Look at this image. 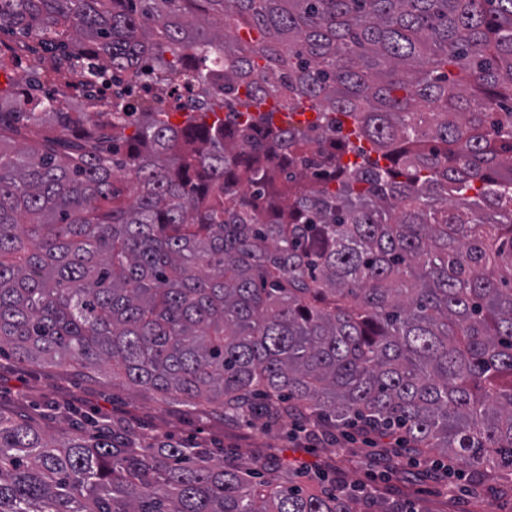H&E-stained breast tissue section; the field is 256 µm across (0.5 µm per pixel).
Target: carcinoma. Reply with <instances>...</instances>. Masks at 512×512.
I'll return each instance as SVG.
<instances>
[{"label":"carcinoma","mask_w":512,"mask_h":512,"mask_svg":"<svg viewBox=\"0 0 512 512\" xmlns=\"http://www.w3.org/2000/svg\"><path fill=\"white\" fill-rule=\"evenodd\" d=\"M0 32L83 105L0 104V350L512 485V0H0ZM85 422L0 408V512H357Z\"/></svg>","instance_id":"1"}]
</instances>
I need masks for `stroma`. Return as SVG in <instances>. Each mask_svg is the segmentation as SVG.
<instances>
[{
	"label": "stroma",
	"mask_w": 512,
	"mask_h": 512,
	"mask_svg": "<svg viewBox=\"0 0 512 512\" xmlns=\"http://www.w3.org/2000/svg\"><path fill=\"white\" fill-rule=\"evenodd\" d=\"M0 406L31 415L53 432L71 428L76 413H89L144 434L165 433L188 446L223 449L245 466L261 456L310 474L332 467L338 483L362 484L414 512H512V488L506 486H486L475 498L464 490H446L418 471L390 476L387 461L363 444L342 452L326 441L306 442L289 421L268 432L258 419H226L167 405L121 383L90 381L63 367H31L1 357Z\"/></svg>",
	"instance_id": "1"
}]
</instances>
